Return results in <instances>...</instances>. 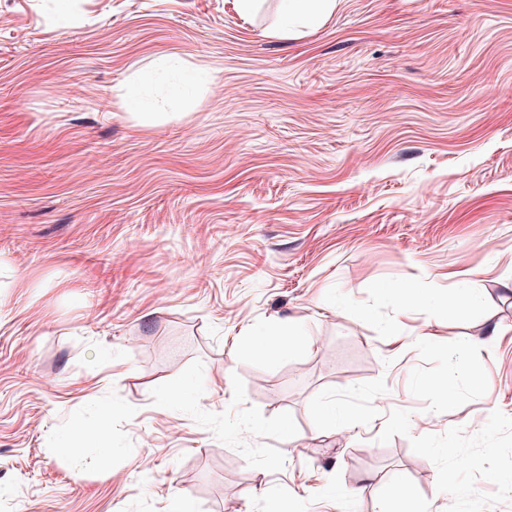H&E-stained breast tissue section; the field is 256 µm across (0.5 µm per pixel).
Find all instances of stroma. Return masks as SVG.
<instances>
[{"instance_id":"stroma-1","label":"stroma","mask_w":512,"mask_h":512,"mask_svg":"<svg viewBox=\"0 0 512 512\" xmlns=\"http://www.w3.org/2000/svg\"><path fill=\"white\" fill-rule=\"evenodd\" d=\"M280 12L0 0V512H512V0ZM279 31L288 36L293 28L303 24L320 23L336 7V0H281ZM473 302L474 296L470 288L459 286L458 288H455L453 292H448V299L446 302L440 299H436V302L430 305V311L437 315L443 314L445 312L450 313L452 311L469 306ZM92 440L93 434L91 432L79 430L67 439L66 443L60 448V451L73 462H82L89 454ZM384 507L380 512H416L407 498V490L401 479L393 477L380 488ZM388 506V508H387Z\"/></svg>"}]
</instances>
